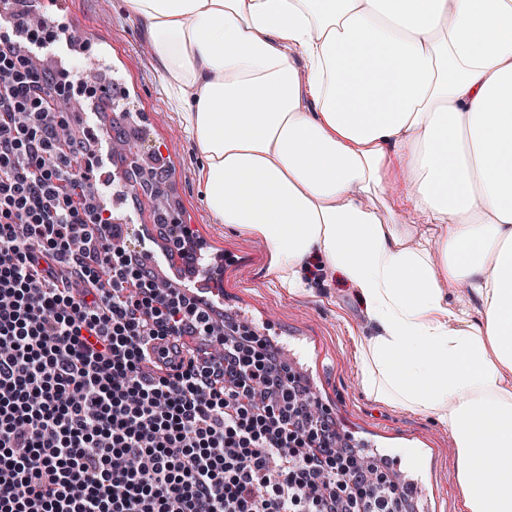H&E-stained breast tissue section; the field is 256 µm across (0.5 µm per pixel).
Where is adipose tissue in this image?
<instances>
[{
	"label": "adipose tissue",
	"mask_w": 512,
	"mask_h": 512,
	"mask_svg": "<svg viewBox=\"0 0 512 512\" xmlns=\"http://www.w3.org/2000/svg\"><path fill=\"white\" fill-rule=\"evenodd\" d=\"M124 3L212 214L288 292L340 273L366 388L448 428L467 512H512V0Z\"/></svg>",
	"instance_id": "1"
}]
</instances>
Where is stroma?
Returning a JSON list of instances; mask_svg holds the SVG:
<instances>
[{"mask_svg": "<svg viewBox=\"0 0 512 512\" xmlns=\"http://www.w3.org/2000/svg\"><path fill=\"white\" fill-rule=\"evenodd\" d=\"M62 20L88 41L85 67L106 63L129 91L127 116L105 113L118 126L141 124L134 152L161 147L169 170L159 189L178 223L190 225L206 254L224 259L219 279L224 313L241 311L268 339L288 344L287 362L316 401L336 418L341 434L363 455H379L399 482L415 479L420 496L410 512H466L457 484L454 438L431 416L382 404L364 386L358 340L371 328L358 299L340 275L316 272V286L290 294L271 276L265 245L221 224L206 207L199 182V152L169 105L158 60L123 0H66ZM417 453L422 465L408 476L402 461Z\"/></svg>", "mask_w": 512, "mask_h": 512, "instance_id": "obj_1", "label": "stroma"}]
</instances>
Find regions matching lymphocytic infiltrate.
<instances>
[{
	"mask_svg": "<svg viewBox=\"0 0 512 512\" xmlns=\"http://www.w3.org/2000/svg\"><path fill=\"white\" fill-rule=\"evenodd\" d=\"M65 24L0 12V512H405L278 352L162 288L93 188ZM198 336L207 352L183 346Z\"/></svg>",
	"mask_w": 512,
	"mask_h": 512,
	"instance_id": "f902f5d3",
	"label": "lymphocytic infiltrate"
}]
</instances>
